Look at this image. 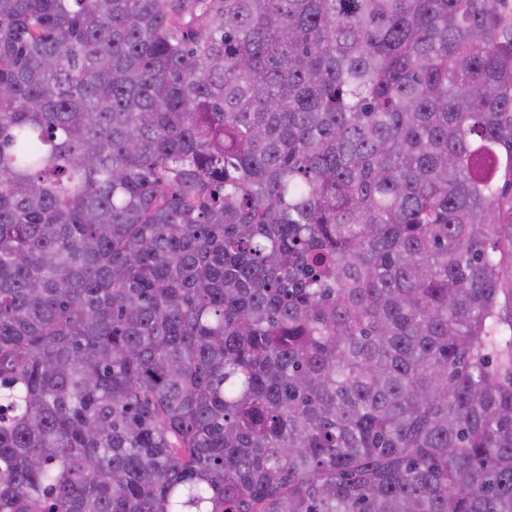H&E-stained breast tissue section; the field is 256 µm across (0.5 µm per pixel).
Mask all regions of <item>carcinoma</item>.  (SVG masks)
<instances>
[{"instance_id": "1", "label": "carcinoma", "mask_w": 512, "mask_h": 512, "mask_svg": "<svg viewBox=\"0 0 512 512\" xmlns=\"http://www.w3.org/2000/svg\"><path fill=\"white\" fill-rule=\"evenodd\" d=\"M0 512H512L507 0H0Z\"/></svg>"}]
</instances>
